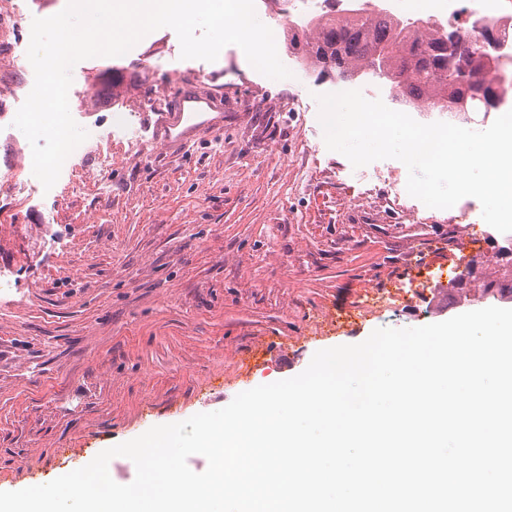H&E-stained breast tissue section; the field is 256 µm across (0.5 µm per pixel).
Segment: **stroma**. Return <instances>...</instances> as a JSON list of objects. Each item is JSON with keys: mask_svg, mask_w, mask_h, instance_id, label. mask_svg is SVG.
I'll list each match as a JSON object with an SVG mask.
<instances>
[{"mask_svg": "<svg viewBox=\"0 0 512 512\" xmlns=\"http://www.w3.org/2000/svg\"><path fill=\"white\" fill-rule=\"evenodd\" d=\"M291 78L270 79L243 50L181 58L164 27L119 57L72 71L70 112L122 71L130 141L102 191L64 184L18 204L0 185V491L44 484L151 427L227 406L303 372L318 350L378 328H412L472 311L406 298L423 276L476 264L499 246L481 209H433L406 191L395 159L353 168L327 149L316 94L354 89L390 102L387 85L305 73L286 32L254 0ZM214 89L224 131L170 152L154 124L178 91ZM54 208L51 232L38 231ZM403 295L380 308L368 293Z\"/></svg>", "mask_w": 512, "mask_h": 512, "instance_id": "1", "label": "stroma"}]
</instances>
